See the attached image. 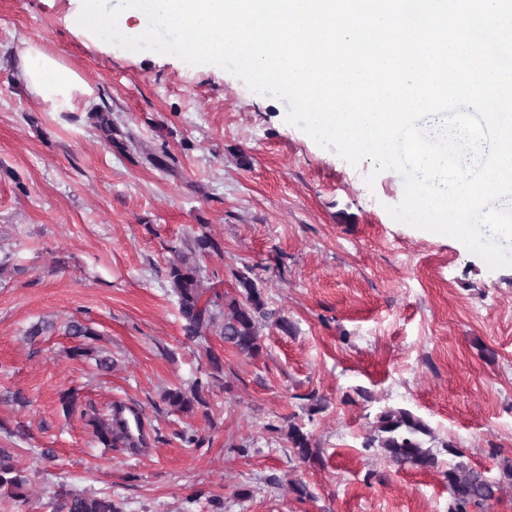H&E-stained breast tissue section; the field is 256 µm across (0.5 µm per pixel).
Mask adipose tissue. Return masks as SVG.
Listing matches in <instances>:
<instances>
[{
    "label": "adipose tissue",
    "mask_w": 512,
    "mask_h": 512,
    "mask_svg": "<svg viewBox=\"0 0 512 512\" xmlns=\"http://www.w3.org/2000/svg\"><path fill=\"white\" fill-rule=\"evenodd\" d=\"M20 59V71L27 88L50 111H75L81 101L93 94L92 88L78 74L38 44H26Z\"/></svg>",
    "instance_id": "1"
}]
</instances>
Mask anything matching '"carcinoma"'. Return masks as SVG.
<instances>
[{
  "label": "carcinoma",
  "instance_id": "cac0c4a2",
  "mask_svg": "<svg viewBox=\"0 0 512 512\" xmlns=\"http://www.w3.org/2000/svg\"><path fill=\"white\" fill-rule=\"evenodd\" d=\"M224 253V242L203 231L193 238L189 253L179 254L169 261L168 278L173 294L177 297L183 331L188 339L207 341L213 328H219L224 343L239 353L254 358L262 352L259 325L271 322L282 331H289L288 320L267 306L264 294L256 282L247 274H236L239 297L230 298L206 286L200 276L197 256ZM221 324H216L217 319ZM207 370L192 383L188 390L174 388L166 391L164 400L169 407L184 415H193L207 405L205 393L212 379L224 372V360L209 347H204ZM89 425L97 440L108 448H124L138 451L143 447L141 435L134 433L131 424L122 416V407L117 406L109 414L92 415ZM430 435L427 424L412 412L403 408H385L376 416L373 434L367 437L364 447L378 448L393 464L409 465L417 470L442 473L447 481L448 512H471L480 509L488 499L498 498L506 486L512 487V463L502 467L500 476L488 478L484 472L464 460V452L448 443L449 454L458 461L443 468L438 453L424 446L423 437ZM290 448L305 462L320 461V450L316 448L311 434L305 426L288 422L285 432ZM29 477L16 467L11 454L0 448V497L15 501L26 499ZM61 512H122L119 503L110 496L69 494L61 503Z\"/></svg>",
  "mask_w": 512,
  "mask_h": 512
}]
</instances>
